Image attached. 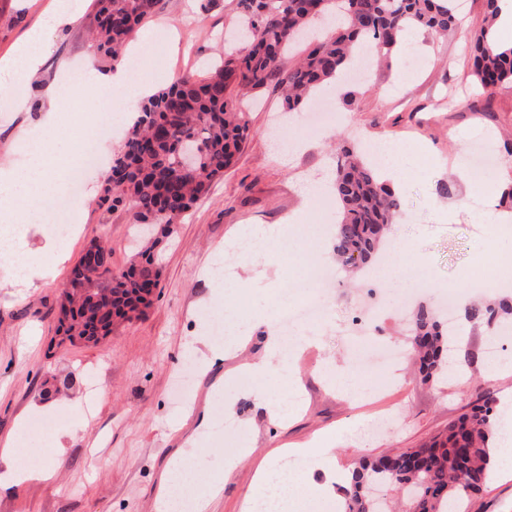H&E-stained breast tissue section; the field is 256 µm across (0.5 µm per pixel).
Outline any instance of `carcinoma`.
Masks as SVG:
<instances>
[{"label":"carcinoma","instance_id":"carcinoma-1","mask_svg":"<svg viewBox=\"0 0 512 512\" xmlns=\"http://www.w3.org/2000/svg\"><path fill=\"white\" fill-rule=\"evenodd\" d=\"M91 40L96 52L119 61L139 24L159 0H94ZM239 24L251 33L243 51L224 55L202 79L178 74L168 87L141 106L122 150L112 158L98 204L129 207L136 223H149L161 236L171 220L185 214L224 176L249 134L238 95L274 81L283 89L286 112H298L314 90L352 70L367 43L387 58L409 29L446 34L458 28L457 0H234ZM488 24L474 37L472 77L485 92L512 84V45L499 41L493 23L499 0H485ZM329 16L334 31L315 42L295 65L281 60L314 21ZM198 150L195 163L179 171L183 152ZM333 194L339 206L335 225L336 263L344 271L370 264L385 245L403 199L383 179L379 167L350 147L342 148ZM94 266L79 259L62 285L58 331L68 340L97 343L112 334L100 312L129 319L143 312L161 268L152 247L119 273L112 252L100 240L84 249ZM467 324L512 326V301L472 302ZM412 345L426 380L439 378L448 357V329L435 312L420 306L413 317ZM498 403L488 390L477 392L470 412L448 424L442 439L421 448L362 460L350 471L345 512H384L381 491H399L411 512H460L463 497L490 481L497 439Z\"/></svg>","mask_w":512,"mask_h":512}]
</instances>
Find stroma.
<instances>
[{"label":"stroma","instance_id":"obj_1","mask_svg":"<svg viewBox=\"0 0 512 512\" xmlns=\"http://www.w3.org/2000/svg\"><path fill=\"white\" fill-rule=\"evenodd\" d=\"M49 0H0V58L12 53L24 31L39 18ZM72 15L48 28L52 52L26 83L0 91V165L26 179L38 162L55 159L74 169L80 156L76 140L90 142L96 152L118 153L116 135L125 113L141 99L123 94L118 108L103 113L110 132L67 117L66 127L37 150L19 137V130L38 129L41 110L14 111L21 99L47 102L62 82L61 62L85 76L92 0H67ZM461 31L445 36L424 31L411 34L406 57L377 60L373 73L327 84L335 114L322 134L296 152L283 153L284 137L273 129L282 116L281 91L268 85L252 93L247 111L250 132L233 165L210 194L197 202L172 228L155 254L162 277L151 303L136 320L114 326L110 336L92 345L69 342L56 334L60 287L83 249L95 239L112 250V268L121 271L135 258V226L128 207L107 209L88 198L91 183L102 182L98 169L85 175L78 191L69 185L53 198L22 200L28 232L26 244L38 252L54 241L62 257L55 276L27 285L0 288V438H14L20 456L37 452L53 460L55 475L0 489V512H158L159 475L169 459L191 461V493L199 495L214 481L221 492L207 512H241L259 455L276 448H303L326 431L341 432L330 461L292 457L295 471L321 483L342 476L360 459L417 448L446 434L450 421L467 411L477 387L496 395L512 390V365L488 378L487 330L474 326L448 350V374L422 380L412 355H405L397 374L404 387L390 397L380 394L385 382L371 364L378 344L403 342V325L384 313L364 337H339L336 325L351 316L366 280H342L324 301L321 320L296 327L294 353L300 367L297 385L284 390L293 413L280 422L256 407L250 383L225 388L217 382L225 369L263 357V331L252 327V313L267 308V289L276 285L277 299L301 297V285L312 266L326 256L297 242L288 227L290 214L306 209L310 224L337 220L336 199L326 196L306 205L302 191L322 176L336 158V147L353 137L399 145L398 162L406 171L401 187L404 214L392 232L406 243L399 267L378 279L383 301L398 299L410 287L408 270H422L434 289L419 295L437 306L439 290L454 289L462 301L477 295L472 273L492 260L491 242L498 226V198L487 184L461 174L470 170L467 149L490 139L497 158L495 183L512 182V166L503 149L512 141V84L491 95L478 91L471 75L470 34L484 23V0H461ZM228 0H160L156 12L140 25L134 40L152 47L168 72L188 70L206 76L225 51L233 27ZM451 180L455 191L442 197L440 182ZM451 207L456 216L438 221L434 209ZM286 225L295 245L275 251L270 259L253 254L235 257L236 272L225 276L224 253L247 226ZM244 335L223 365L209 367L210 352L201 342L220 344ZM471 361H464V353ZM235 412L225 417V400ZM217 421L231 419L235 433L199 430L203 409ZM367 418L360 433L343 428L354 416ZM256 450L225 471L224 460L243 446ZM464 512H512V474L497 472L482 493L469 496Z\"/></svg>","mask_w":512,"mask_h":512}]
</instances>
